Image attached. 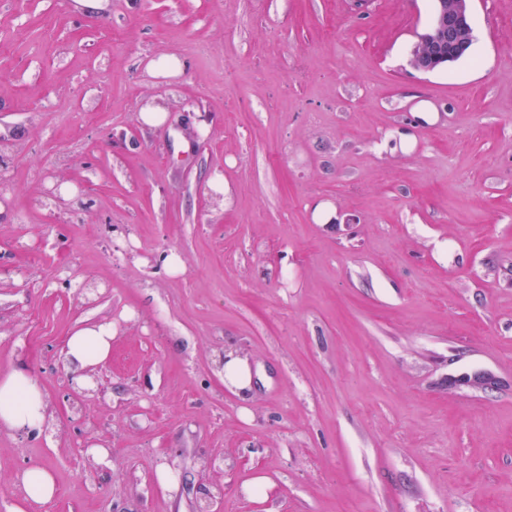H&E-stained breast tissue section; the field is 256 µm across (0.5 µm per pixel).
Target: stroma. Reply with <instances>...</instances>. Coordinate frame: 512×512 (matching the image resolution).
I'll list each match as a JSON object with an SVG mask.
<instances>
[{
	"instance_id": "obj_1",
	"label": "stroma",
	"mask_w": 512,
	"mask_h": 512,
	"mask_svg": "<svg viewBox=\"0 0 512 512\" xmlns=\"http://www.w3.org/2000/svg\"><path fill=\"white\" fill-rule=\"evenodd\" d=\"M433 9L0 0V374L48 403L0 430V512L33 464L57 493L27 512H512V0L422 73ZM110 322L75 386L67 337ZM250 384L249 360L233 350L224 352V385L243 391L249 389Z\"/></svg>"
}]
</instances>
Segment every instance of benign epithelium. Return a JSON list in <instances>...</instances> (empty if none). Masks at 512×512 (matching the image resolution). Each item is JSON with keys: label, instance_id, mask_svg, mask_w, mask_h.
I'll use <instances>...</instances> for the list:
<instances>
[{"label": "benign epithelium", "instance_id": "benign-epithelium-1", "mask_svg": "<svg viewBox=\"0 0 512 512\" xmlns=\"http://www.w3.org/2000/svg\"><path fill=\"white\" fill-rule=\"evenodd\" d=\"M435 15L418 36L420 52L414 56L415 70L429 73L465 57L475 41L470 23L471 0H435Z\"/></svg>", "mask_w": 512, "mask_h": 512}]
</instances>
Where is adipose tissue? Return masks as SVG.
<instances>
[{
  "label": "adipose tissue",
  "mask_w": 512,
  "mask_h": 512,
  "mask_svg": "<svg viewBox=\"0 0 512 512\" xmlns=\"http://www.w3.org/2000/svg\"><path fill=\"white\" fill-rule=\"evenodd\" d=\"M114 324H98L74 330L65 343V357L78 370L74 381L89 385V371L107 362ZM48 404L40 384L25 370L14 368L0 375V428L11 432L39 433L47 423Z\"/></svg>",
  "instance_id": "adipose-tissue-1"
}]
</instances>
